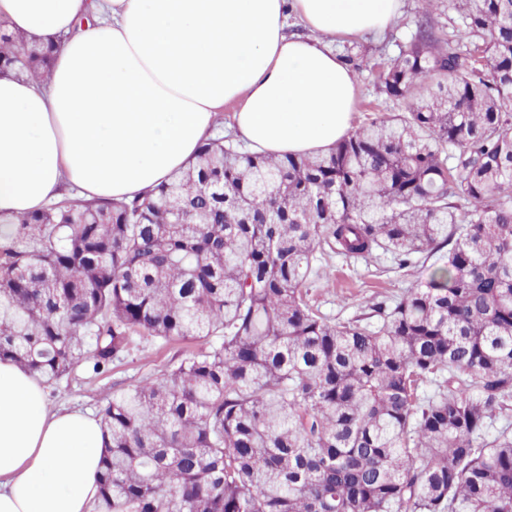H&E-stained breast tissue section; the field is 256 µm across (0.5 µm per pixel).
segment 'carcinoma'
<instances>
[{
  "mask_svg": "<svg viewBox=\"0 0 512 512\" xmlns=\"http://www.w3.org/2000/svg\"><path fill=\"white\" fill-rule=\"evenodd\" d=\"M375 62L397 112L326 155L232 139L131 201H59L0 244V358L46 384L131 335L204 339L100 411L105 512H512V0H426ZM50 51L0 32L32 80ZM443 253L426 281L328 319L316 263Z\"/></svg>",
  "mask_w": 512,
  "mask_h": 512,
  "instance_id": "obj_1",
  "label": "carcinoma"
}]
</instances>
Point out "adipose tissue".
Instances as JSON below:
<instances>
[{"instance_id": "adipose-tissue-1", "label": "adipose tissue", "mask_w": 512, "mask_h": 512, "mask_svg": "<svg viewBox=\"0 0 512 512\" xmlns=\"http://www.w3.org/2000/svg\"><path fill=\"white\" fill-rule=\"evenodd\" d=\"M401 0H0V27L52 50L43 82L0 71V225L79 199L131 200L185 168L234 104L258 152H327L357 84L336 38L381 33ZM298 18L307 35H292ZM98 417L50 407L0 360V512H94Z\"/></svg>"}]
</instances>
